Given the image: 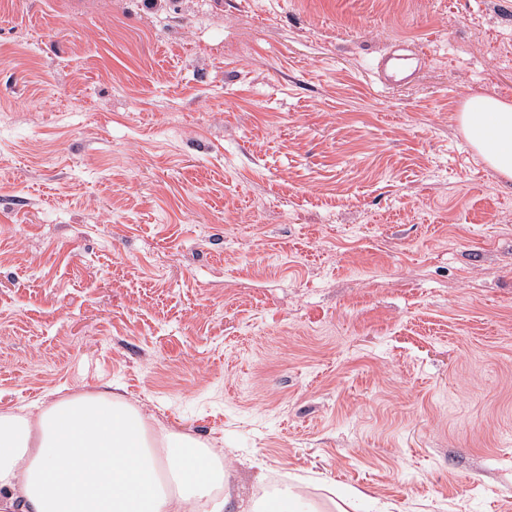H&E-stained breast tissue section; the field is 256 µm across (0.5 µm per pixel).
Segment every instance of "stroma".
Here are the masks:
<instances>
[{
    "instance_id": "obj_1",
    "label": "stroma",
    "mask_w": 512,
    "mask_h": 512,
    "mask_svg": "<svg viewBox=\"0 0 512 512\" xmlns=\"http://www.w3.org/2000/svg\"><path fill=\"white\" fill-rule=\"evenodd\" d=\"M475 94L512 0H0V410L113 382L247 498L512 512Z\"/></svg>"
}]
</instances>
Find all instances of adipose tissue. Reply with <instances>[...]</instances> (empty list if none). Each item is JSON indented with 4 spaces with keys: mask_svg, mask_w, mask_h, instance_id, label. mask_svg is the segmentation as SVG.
Masks as SVG:
<instances>
[{
    "mask_svg": "<svg viewBox=\"0 0 512 512\" xmlns=\"http://www.w3.org/2000/svg\"><path fill=\"white\" fill-rule=\"evenodd\" d=\"M457 120L512 180V100L469 98ZM234 496L223 449L158 423L117 389L0 411V512H224Z\"/></svg>",
    "mask_w": 512,
    "mask_h": 512,
    "instance_id": "obj_1",
    "label": "adipose tissue"
}]
</instances>
